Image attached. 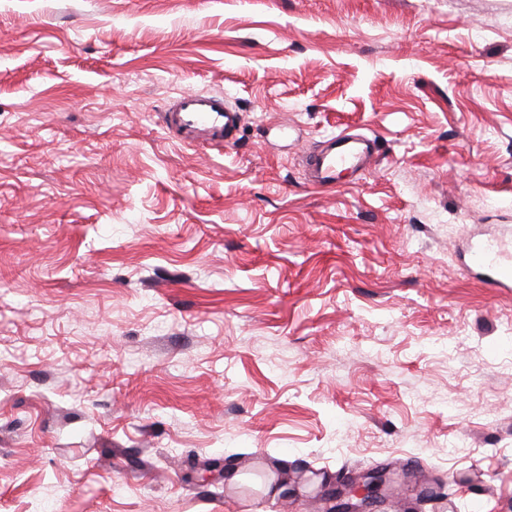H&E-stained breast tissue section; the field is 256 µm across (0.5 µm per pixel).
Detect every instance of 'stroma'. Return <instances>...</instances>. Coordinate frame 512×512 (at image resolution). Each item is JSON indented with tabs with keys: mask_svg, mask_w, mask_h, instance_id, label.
Listing matches in <instances>:
<instances>
[{
	"mask_svg": "<svg viewBox=\"0 0 512 512\" xmlns=\"http://www.w3.org/2000/svg\"><path fill=\"white\" fill-rule=\"evenodd\" d=\"M199 90L234 145L164 129ZM509 238L512 0H0V512H512ZM325 144L322 151L309 152L306 157L309 180L320 188H335L343 172H356L370 166L377 152L375 139L352 131L333 134ZM471 261L474 266L491 272L488 284L492 287H499L512 279L511 263L505 261L500 253L490 246H476L472 251ZM387 468L372 469L359 478H352L345 483V493L336 491L333 484L326 488L322 496L332 503L331 512H377L375 508L382 505L381 490ZM356 500V502H352Z\"/></svg>",
	"mask_w": 512,
	"mask_h": 512,
	"instance_id": "35a3bbf8",
	"label": "stroma"
}]
</instances>
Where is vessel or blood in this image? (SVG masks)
Listing matches in <instances>:
<instances>
[{
	"label": "vessel or blood",
	"mask_w": 512,
	"mask_h": 512,
	"mask_svg": "<svg viewBox=\"0 0 512 512\" xmlns=\"http://www.w3.org/2000/svg\"><path fill=\"white\" fill-rule=\"evenodd\" d=\"M164 122L183 143L228 146L236 139L241 115L223 94L190 92L180 94L173 101L165 113ZM375 154L376 142L366 134L343 131L332 135L323 150L308 153L309 180L320 188H335L343 173L370 166ZM471 261L474 266L490 271L492 287L512 280V263L505 261L491 247L476 246Z\"/></svg>",
	"instance_id": "obj_1"
}]
</instances>
